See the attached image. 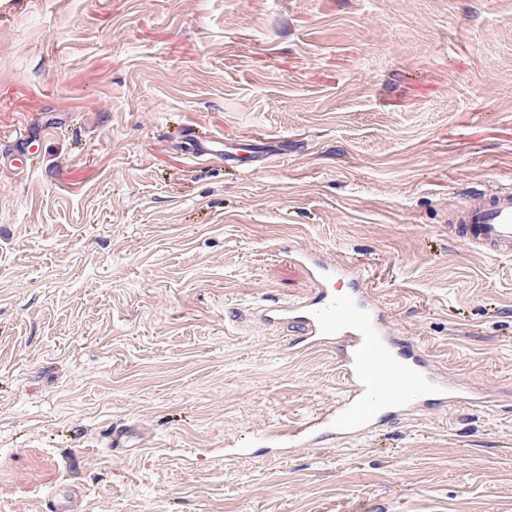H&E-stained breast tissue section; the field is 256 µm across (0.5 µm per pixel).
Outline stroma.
Listing matches in <instances>:
<instances>
[{
	"mask_svg": "<svg viewBox=\"0 0 512 512\" xmlns=\"http://www.w3.org/2000/svg\"><path fill=\"white\" fill-rule=\"evenodd\" d=\"M500 188L512 0H0V512H512V257L448 230ZM305 247L488 405L275 454L345 392L259 317ZM222 146L223 149H221ZM228 149L231 148H226L219 138L215 140L212 138H203L201 141L188 146L185 150V155L191 159H196L203 155H223L224 162H235L237 155ZM83 499V493L79 488H62L51 498L49 512H82Z\"/></svg>",
	"mask_w": 512,
	"mask_h": 512,
	"instance_id": "1",
	"label": "stroma"
}]
</instances>
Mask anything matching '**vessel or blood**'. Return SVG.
<instances>
[{
	"instance_id": "obj_1",
	"label": "vessel or blood",
	"mask_w": 512,
	"mask_h": 512,
	"mask_svg": "<svg viewBox=\"0 0 512 512\" xmlns=\"http://www.w3.org/2000/svg\"><path fill=\"white\" fill-rule=\"evenodd\" d=\"M185 154L192 159L218 154L228 162L236 159L221 140L211 138L191 144ZM448 224L457 239L492 256H512V189L456 206ZM298 258L316 282L317 295L266 306L263 317L288 324L304 348L337 349L346 390L324 411L289 425L285 446L309 447L322 433L347 442L370 432L385 412L404 415L484 399V391L438 372L412 342L394 336L385 306L361 289V271L344 262H322L309 251ZM49 512H83L80 489L57 491Z\"/></svg>"
}]
</instances>
